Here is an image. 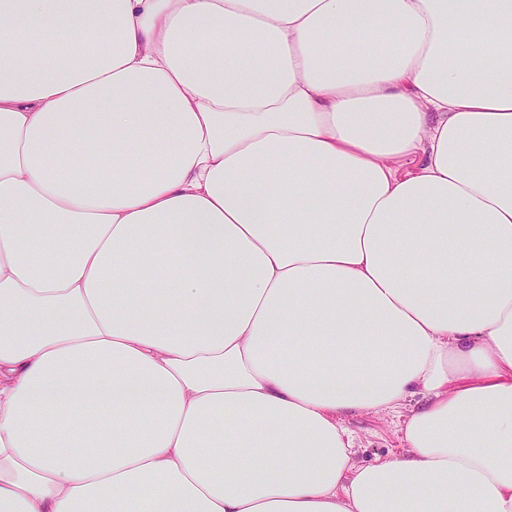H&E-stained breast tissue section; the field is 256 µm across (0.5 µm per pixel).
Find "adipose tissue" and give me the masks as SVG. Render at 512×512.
<instances>
[{
    "label": "adipose tissue",
    "instance_id": "1",
    "mask_svg": "<svg viewBox=\"0 0 512 512\" xmlns=\"http://www.w3.org/2000/svg\"><path fill=\"white\" fill-rule=\"evenodd\" d=\"M508 28L0 0V512H512ZM406 411L403 408L380 414L362 413L347 419L346 425L353 435L361 462L369 463L401 451L400 429Z\"/></svg>",
    "mask_w": 512,
    "mask_h": 512
}]
</instances>
